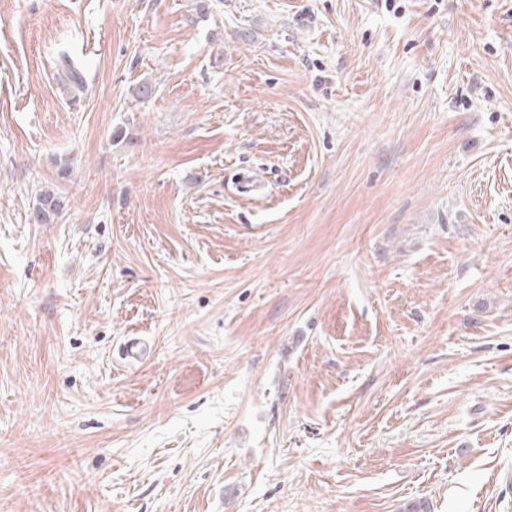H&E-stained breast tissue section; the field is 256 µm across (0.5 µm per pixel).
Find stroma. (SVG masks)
Masks as SVG:
<instances>
[{"instance_id": "stroma-1", "label": "stroma", "mask_w": 512, "mask_h": 512, "mask_svg": "<svg viewBox=\"0 0 512 512\" xmlns=\"http://www.w3.org/2000/svg\"><path fill=\"white\" fill-rule=\"evenodd\" d=\"M208 2L0 0V512H512V0ZM62 204L58 197L50 191H42L37 196L33 219L36 224H43L59 214Z\"/></svg>"}]
</instances>
